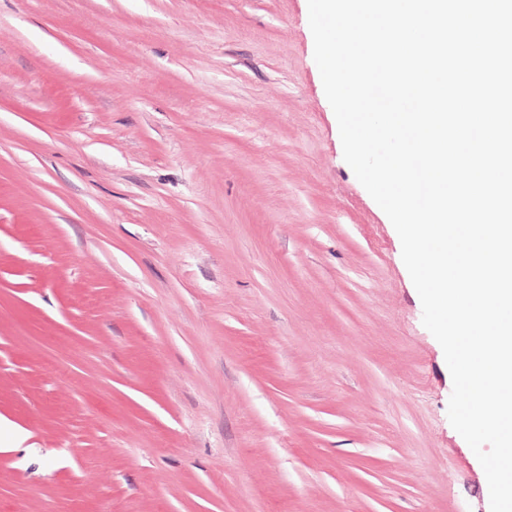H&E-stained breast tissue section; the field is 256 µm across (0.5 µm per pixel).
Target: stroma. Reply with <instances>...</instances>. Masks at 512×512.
I'll use <instances>...</instances> for the list:
<instances>
[{
  "mask_svg": "<svg viewBox=\"0 0 512 512\" xmlns=\"http://www.w3.org/2000/svg\"><path fill=\"white\" fill-rule=\"evenodd\" d=\"M308 0H0V512H490Z\"/></svg>",
  "mask_w": 512,
  "mask_h": 512,
  "instance_id": "stroma-1",
  "label": "stroma"
}]
</instances>
